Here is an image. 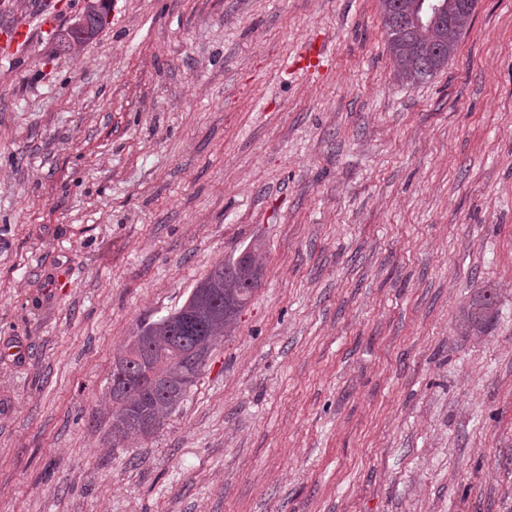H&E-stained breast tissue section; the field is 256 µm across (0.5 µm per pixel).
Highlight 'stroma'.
I'll return each mask as SVG.
<instances>
[{"instance_id": "stroma-1", "label": "stroma", "mask_w": 512, "mask_h": 512, "mask_svg": "<svg viewBox=\"0 0 512 512\" xmlns=\"http://www.w3.org/2000/svg\"><path fill=\"white\" fill-rule=\"evenodd\" d=\"M88 2L0 0L53 16L0 49V512H512V0L414 85L380 0H110L68 47ZM252 247L235 330L113 438L138 324ZM105 0H97L90 3L84 13L86 34L80 39H76L70 33V39L68 40V47L71 44H82L85 41L91 39L101 28L104 27L103 22L104 14L107 13L108 5ZM497 293L495 288H481L462 311V328L466 336L481 335L493 317Z\"/></svg>"}]
</instances>
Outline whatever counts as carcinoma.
<instances>
[{
    "label": "carcinoma",
    "instance_id": "obj_1",
    "mask_svg": "<svg viewBox=\"0 0 512 512\" xmlns=\"http://www.w3.org/2000/svg\"><path fill=\"white\" fill-rule=\"evenodd\" d=\"M420 0H381L388 48L399 79L416 83L448 65L476 5L445 0L446 15L435 22L422 18ZM106 0H94L84 13L86 34L68 43L82 44L104 27ZM262 270L255 251L217 264L201 281L207 294L187 299L170 318L143 321L131 342L115 357L109 394L112 433L148 438L176 410L206 365L217 341L232 329L258 286ZM496 289L482 288L462 311L465 335H481L493 317Z\"/></svg>",
    "mask_w": 512,
    "mask_h": 512
}]
</instances>
